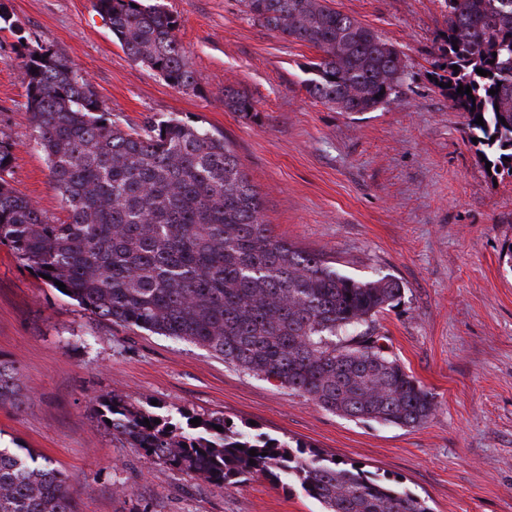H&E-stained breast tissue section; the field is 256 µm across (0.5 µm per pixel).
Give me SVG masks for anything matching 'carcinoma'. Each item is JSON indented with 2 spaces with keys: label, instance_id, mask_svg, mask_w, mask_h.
Returning a JSON list of instances; mask_svg holds the SVG:
<instances>
[{
  "label": "carcinoma",
  "instance_id": "carcinoma-1",
  "mask_svg": "<svg viewBox=\"0 0 512 512\" xmlns=\"http://www.w3.org/2000/svg\"><path fill=\"white\" fill-rule=\"evenodd\" d=\"M240 2L254 22L315 49L306 83L315 100L340 112H373L398 98L403 53L330 0ZM444 3L448 48L434 62L435 82L451 83L442 92L467 115L493 172L512 176V0ZM95 5L131 59L178 90H195L177 17L142 0ZM23 80L34 141L68 217L51 220L1 177L12 162L3 134L0 244L48 276L46 283L62 282L68 297L101 319L200 345L328 412L406 427L435 415L433 396L370 332L402 284L347 277L275 235L224 135L179 119L122 127L76 65L48 46L29 51ZM461 85L472 94L457 93ZM224 108L255 111L234 90L224 91ZM0 404H23L19 372L2 358ZM98 406L100 423L111 421L114 435L220 488L268 476L293 480L323 512H430L426 502L354 466L249 434L223 417L194 426L181 409L157 414L115 394ZM0 512L79 509L58 469L30 450L0 448Z\"/></svg>",
  "mask_w": 512,
  "mask_h": 512
}]
</instances>
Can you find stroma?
Wrapping results in <instances>:
<instances>
[{"label":"stroma","instance_id":"obj_1","mask_svg":"<svg viewBox=\"0 0 512 512\" xmlns=\"http://www.w3.org/2000/svg\"><path fill=\"white\" fill-rule=\"evenodd\" d=\"M0 132L6 176L65 220L35 145L23 67L52 45L125 127L176 118L223 132L261 193L275 234L360 281L401 282L373 328L436 403L398 427L328 412L206 348L97 318L0 245V357L21 374V407L0 405V445L47 456L80 512H322L298 485L257 476L217 488L145 455L96 416L99 396L221 416L293 446L360 465L424 499L431 512H512V177L488 173L466 117L429 74L443 0H333L404 54L396 101L339 112L310 97L315 51L253 22L239 0H156L177 16L195 73L181 91L129 58L94 0H0ZM253 99L244 116L225 89Z\"/></svg>","mask_w":512,"mask_h":512}]
</instances>
